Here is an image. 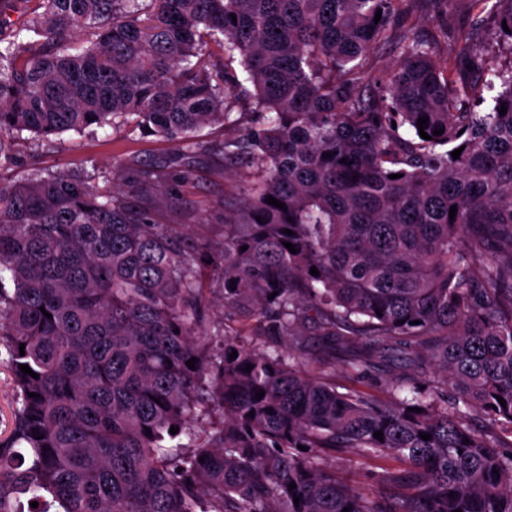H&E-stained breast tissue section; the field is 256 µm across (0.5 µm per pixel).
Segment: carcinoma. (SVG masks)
Segmentation results:
<instances>
[{
  "label": "carcinoma",
  "instance_id": "carcinoma-1",
  "mask_svg": "<svg viewBox=\"0 0 512 512\" xmlns=\"http://www.w3.org/2000/svg\"><path fill=\"white\" fill-rule=\"evenodd\" d=\"M410 2L0 0V156L117 117L182 149L104 189L0 183V512H512V65L472 38L488 16L512 49V0H461L468 28L434 0L431 40L395 37L422 21ZM242 96L264 125L200 139ZM200 155L252 170L214 248L155 219ZM215 283L256 335L210 324ZM310 348L348 384L307 373ZM374 372L385 397L359 387ZM338 452L398 461L375 479L408 494L360 493ZM399 59V54L393 46H385L371 53L365 67L367 80L375 81L384 72L391 70ZM14 407V387L9 371L0 366V435L8 432Z\"/></svg>",
  "mask_w": 512,
  "mask_h": 512
}]
</instances>
